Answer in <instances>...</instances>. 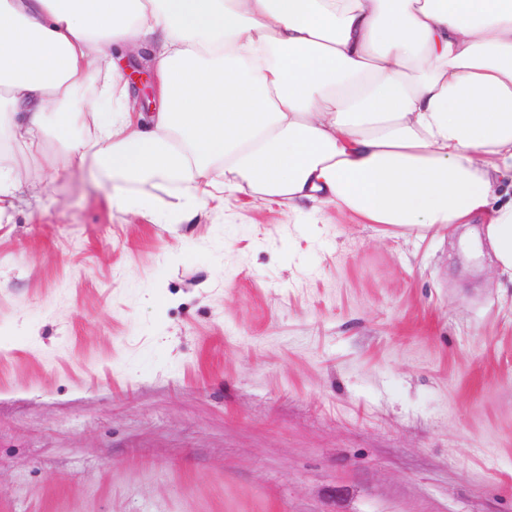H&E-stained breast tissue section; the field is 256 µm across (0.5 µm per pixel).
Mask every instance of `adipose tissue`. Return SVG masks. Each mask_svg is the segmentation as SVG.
<instances>
[{
    "mask_svg": "<svg viewBox=\"0 0 512 512\" xmlns=\"http://www.w3.org/2000/svg\"><path fill=\"white\" fill-rule=\"evenodd\" d=\"M145 54L150 112L120 75ZM67 167L154 224L235 195L421 237L482 213L512 277V0H0V217Z\"/></svg>",
    "mask_w": 512,
    "mask_h": 512,
    "instance_id": "1",
    "label": "adipose tissue"
}]
</instances>
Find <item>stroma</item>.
I'll return each mask as SVG.
<instances>
[{"label":"stroma","mask_w":512,"mask_h":512,"mask_svg":"<svg viewBox=\"0 0 512 512\" xmlns=\"http://www.w3.org/2000/svg\"><path fill=\"white\" fill-rule=\"evenodd\" d=\"M239 195L0 219V512H512V281L465 241Z\"/></svg>","instance_id":"35a3bbf8"}]
</instances>
